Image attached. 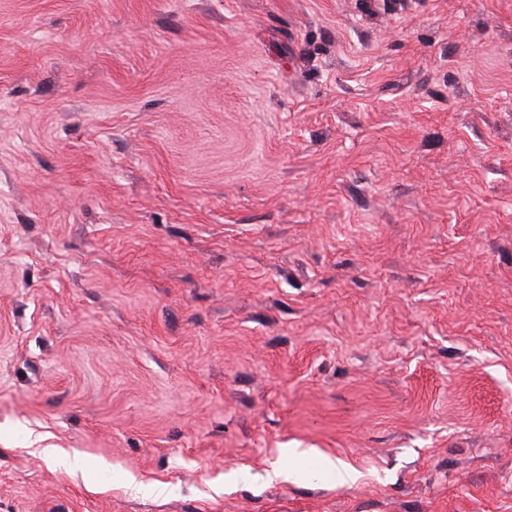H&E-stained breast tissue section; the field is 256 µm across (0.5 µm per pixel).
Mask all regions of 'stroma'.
<instances>
[{
	"instance_id": "35a3bbf8",
	"label": "stroma",
	"mask_w": 512,
	"mask_h": 512,
	"mask_svg": "<svg viewBox=\"0 0 512 512\" xmlns=\"http://www.w3.org/2000/svg\"><path fill=\"white\" fill-rule=\"evenodd\" d=\"M0 512H512V0H0Z\"/></svg>"
}]
</instances>
